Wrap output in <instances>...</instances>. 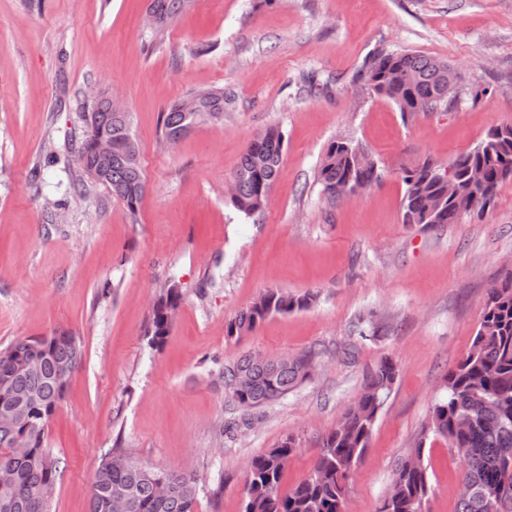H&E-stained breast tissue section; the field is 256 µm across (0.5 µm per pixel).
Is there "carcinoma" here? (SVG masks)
Returning <instances> with one entry per match:
<instances>
[{"label": "carcinoma", "instance_id": "cac0c4a2", "mask_svg": "<svg viewBox=\"0 0 512 512\" xmlns=\"http://www.w3.org/2000/svg\"><path fill=\"white\" fill-rule=\"evenodd\" d=\"M189 0H151L149 11L165 32ZM451 65L433 57L402 52H381L372 57L365 75L369 89L391 100L402 113L435 112L460 100V91L443 98ZM200 110L224 121V89L191 93ZM86 136L72 147L77 170L73 191L81 196L100 185L113 199L136 215L145 190L140 148L131 132V117L110 97L96 98L84 114ZM196 125L193 113L177 102L162 115V135L171 143ZM111 151L101 161L99 145ZM284 134L270 129L248 143L232 175L231 201L250 217L266 209L283 158ZM457 197L448 199L437 174L443 167L428 159L404 171L403 223L455 224L462 217L482 213L496 190L512 178V126L497 127L473 150L456 157ZM105 166L101 181L90 172ZM382 177L378 163L344 140L334 141L321 159L317 180L331 201L347 180ZM181 295L170 286L154 304L146 335L159 347L169 333ZM313 295H291L278 289L264 291L255 302L227 325V336L253 330L267 318L309 307ZM39 355L42 368L32 372L28 358ZM84 345L72 333L22 339L0 350V404L5 395L34 394L32 425L0 427V469H10L14 482L0 488V512H53L56 485L63 474V460L47 444V429L63 402L73 372L81 364ZM318 353L308 351L293 358L258 361L248 355L224 371L231 401L244 411L286 395L311 375ZM249 377L241 386L238 378ZM396 377L394 364L384 359L366 372L358 405L349 409L336 429L321 438L309 476L294 488L282 490V477L295 450L293 439L257 455L245 473L243 512H344L348 483L368 447L378 412L388 398ZM448 441L463 461L462 483L473 491L460 497L456 512H512V279L492 289L485 302L479 328L466 357L444 376V393L430 408L429 422L411 450L415 462L397 466L388 499L380 512H425L431 493L423 452L429 435ZM168 485L160 496V483ZM117 491L131 495L132 512H196L197 479L186 472H162L139 464L126 455L109 451L94 476L90 512H110L108 500Z\"/></svg>", "mask_w": 512, "mask_h": 512}]
</instances>
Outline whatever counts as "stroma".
Masks as SVG:
<instances>
[{"instance_id": "stroma-1", "label": "stroma", "mask_w": 512, "mask_h": 512, "mask_svg": "<svg viewBox=\"0 0 512 512\" xmlns=\"http://www.w3.org/2000/svg\"><path fill=\"white\" fill-rule=\"evenodd\" d=\"M149 3L0 0V349L61 331L85 348L48 426L66 462L55 512H89L112 450L194 473L197 512H241L247 463L289 437L291 489L366 370L388 358L397 378L347 492V512H378L487 294L512 276V179L456 224H407L401 207L404 169L448 164L512 126V0H193L160 36ZM379 51L447 61L463 96L402 116L364 87ZM203 88L227 95L223 124L163 141L162 112ZM96 93L132 115L146 182L133 216L102 187L72 189L67 147ZM271 128L285 135L282 167L264 213L248 217L228 184ZM339 139L362 146L383 178L332 201L316 174ZM171 285L180 305L154 349L146 330ZM268 289L314 300L227 337ZM310 350L317 369L288 394L248 415L233 404L224 370L239 358ZM423 460L428 512H456L459 458L431 438Z\"/></svg>"}]
</instances>
